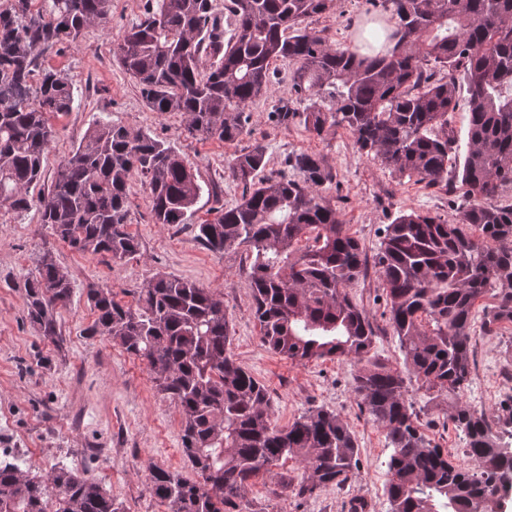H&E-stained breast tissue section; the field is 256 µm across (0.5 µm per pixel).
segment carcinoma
Listing matches in <instances>:
<instances>
[{
  "label": "carcinoma",
  "instance_id": "carcinoma-1",
  "mask_svg": "<svg viewBox=\"0 0 512 512\" xmlns=\"http://www.w3.org/2000/svg\"><path fill=\"white\" fill-rule=\"evenodd\" d=\"M7 0L0 5V206L22 214L38 206L40 223L80 254L122 262L139 252L128 231L133 174L145 179L156 224H185L202 186L169 144L115 122L89 129L45 190L54 130L48 114L69 112L73 83L39 67L40 54L79 41L108 22L111 0ZM384 25L386 51L333 43L306 25L334 0H229L227 17L211 0H148L144 19L114 50L153 112L180 113L189 134L235 142L248 134L246 109L269 94L271 67L296 65L291 90L304 104L277 112L314 137L342 127L358 149L400 177L448 186L454 165L466 203L453 221L402 210L386 225L376 254L388 320L408 373L369 356L375 332L349 295L366 257L336 205L323 194L331 181L321 158L288 160L303 179L261 177L266 151L234 156L230 176L241 201L195 226L213 252L243 249L250 260L252 312L261 342L291 361L350 358L361 410L385 431L388 512H500L512 491V446L497 422L461 401L472 365L473 309L489 295L481 328L512 323V202L491 205L512 186V0H370ZM231 35L224 38V25ZM466 84L469 131L457 154L448 116L457 81ZM29 323L58 336L57 306L73 288L53 255L23 284ZM93 336H107L147 362L159 393L181 415L185 456L199 480L155 466L148 487L167 512H228L252 480L272 466L300 461L296 496L344 485L359 447L347 423L323 407L287 426L273 418L264 383L236 362L221 293L157 273L136 305L112 289H87ZM417 385L424 405L408 398ZM435 411L463 435L460 463L421 430L420 413ZM0 460V512H125L99 483L64 466L31 475L13 452Z\"/></svg>",
  "mask_w": 512,
  "mask_h": 512
}]
</instances>
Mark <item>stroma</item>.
<instances>
[{
    "label": "stroma",
    "instance_id": "stroma-1",
    "mask_svg": "<svg viewBox=\"0 0 512 512\" xmlns=\"http://www.w3.org/2000/svg\"><path fill=\"white\" fill-rule=\"evenodd\" d=\"M367 0H335L333 9L314 17L315 29L330 41L349 43L366 22ZM145 0H111L106 25L85 30L68 48L46 50L40 66L72 80L70 112L52 116L54 129L44 179L52 181L59 164L99 121H114L146 132L173 146L190 164L203 188L189 223L157 224L140 175L131 178L129 231L139 253L121 263L80 255L41 224L37 210L16 214L0 207V448L12 449L23 469L42 474L61 463L101 483L125 505L126 512H166L148 490L152 467L195 472L183 453L178 408L157 393L146 362L128 355L103 336L89 335L94 314L87 301L90 286L111 288L117 300L134 303L136 293L156 273H167L221 292L232 330L231 349L241 366L269 389L279 425L291 424L308 409L324 407L347 422L360 448V467L342 487L327 486L298 499L280 483L281 474L297 479L301 464L260 473L244 501L253 512H351L361 501L366 512H388L385 495L391 450L385 432L361 412L352 390L358 363L321 359L305 364L267 350L251 307L250 264L243 250L215 253L195 238L197 224L213 220L218 208L240 202L243 186L227 166L235 154L260 144L266 148L265 175L298 178L290 156L323 158L333 175L325 194L357 238L368 259H375L381 233L400 210H419L453 219L461 193L398 177L362 154L354 136L335 128L313 137L294 123H279L275 113L300 109L290 92L291 63L275 65L268 97L248 110L249 133L224 143L201 141L185 128L182 116L151 111L135 82L115 62L113 50L125 32L139 23ZM51 252L73 286L70 303L59 308L57 340L39 336L26 318L23 283L36 274L37 260ZM353 300L377 330L371 351L388 366L404 370L399 342L383 314L382 283L376 266L350 288ZM474 365L463 400L490 416L512 415V326L499 325L490 335L471 339Z\"/></svg>",
    "mask_w": 512,
    "mask_h": 512
}]
</instances>
